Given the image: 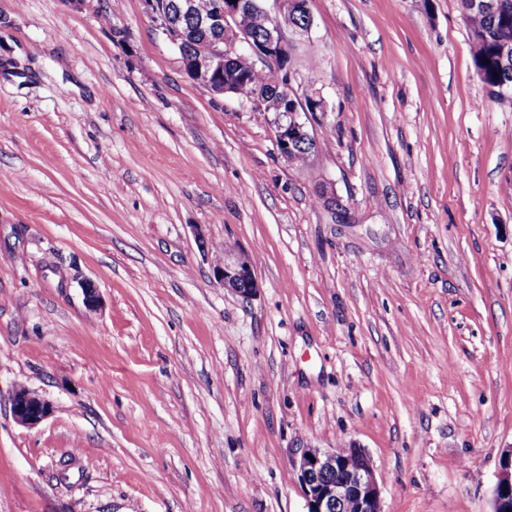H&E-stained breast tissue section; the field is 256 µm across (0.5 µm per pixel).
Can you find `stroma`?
<instances>
[{"mask_svg": "<svg viewBox=\"0 0 512 512\" xmlns=\"http://www.w3.org/2000/svg\"><path fill=\"white\" fill-rule=\"evenodd\" d=\"M307 6L299 167L143 0H0V512H307L297 453L349 445L384 512H492L512 104L460 0ZM216 277L225 290L243 297L254 295L259 288L255 269L244 253L225 251L223 265L217 268ZM11 409L15 421L26 427H34L48 418L52 406L38 392L22 387L11 396Z\"/></svg>", "mask_w": 512, "mask_h": 512, "instance_id": "35a3bbf8", "label": "stroma"}]
</instances>
